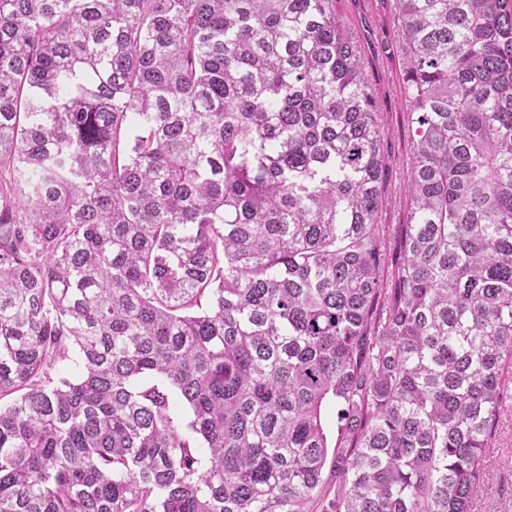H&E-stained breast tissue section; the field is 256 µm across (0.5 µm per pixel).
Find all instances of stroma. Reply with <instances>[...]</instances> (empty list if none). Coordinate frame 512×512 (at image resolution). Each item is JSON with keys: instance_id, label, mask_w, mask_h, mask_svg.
I'll return each instance as SVG.
<instances>
[{"instance_id": "obj_1", "label": "stroma", "mask_w": 512, "mask_h": 512, "mask_svg": "<svg viewBox=\"0 0 512 512\" xmlns=\"http://www.w3.org/2000/svg\"><path fill=\"white\" fill-rule=\"evenodd\" d=\"M336 13L359 45L364 76L382 115L386 168L378 221L387 231L385 260L390 263L396 256L399 229L409 221L407 187L412 167L397 4L396 0H336ZM484 473L492 492L476 498L474 512H512V404L499 417Z\"/></svg>"}]
</instances>
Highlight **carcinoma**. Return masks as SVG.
I'll return each mask as SVG.
<instances>
[{"label":"carcinoma","instance_id":"cac0c4a2","mask_svg":"<svg viewBox=\"0 0 512 512\" xmlns=\"http://www.w3.org/2000/svg\"><path fill=\"white\" fill-rule=\"evenodd\" d=\"M397 8L384 288L336 0H0V512H471L512 372V0Z\"/></svg>","mask_w":512,"mask_h":512}]
</instances>
